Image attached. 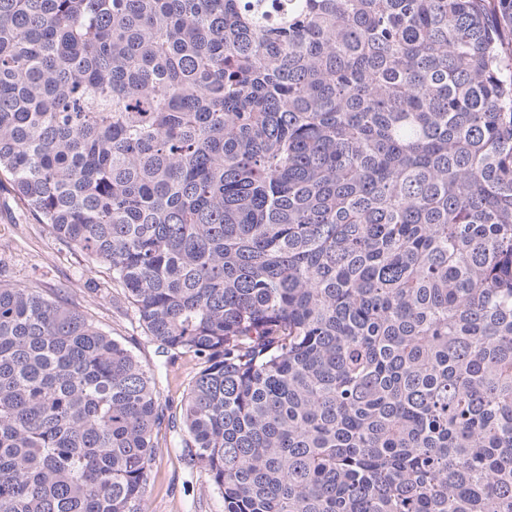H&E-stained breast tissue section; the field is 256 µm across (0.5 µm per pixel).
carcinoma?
I'll return each instance as SVG.
<instances>
[{"label":"carcinoma","mask_w":512,"mask_h":512,"mask_svg":"<svg viewBox=\"0 0 512 512\" xmlns=\"http://www.w3.org/2000/svg\"><path fill=\"white\" fill-rule=\"evenodd\" d=\"M0 172L224 512H512V0H0ZM163 418L0 280V512H144Z\"/></svg>","instance_id":"cac0c4a2"}]
</instances>
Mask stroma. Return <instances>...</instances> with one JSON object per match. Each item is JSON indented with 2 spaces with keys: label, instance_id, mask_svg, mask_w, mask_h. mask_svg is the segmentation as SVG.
<instances>
[{
  "label": "stroma",
  "instance_id": "1",
  "mask_svg": "<svg viewBox=\"0 0 512 512\" xmlns=\"http://www.w3.org/2000/svg\"><path fill=\"white\" fill-rule=\"evenodd\" d=\"M0 278L21 285L37 283L48 297L67 291L88 318L127 344L142 363L155 367L161 402L169 416L185 396L193 360L183 357L162 367L155 345L146 337L104 266H93L69 252L49 234L19 199L7 173H0ZM159 445L149 472L146 512H224V499L208 476L192 467L170 423L158 432Z\"/></svg>",
  "mask_w": 512,
  "mask_h": 512
}]
</instances>
